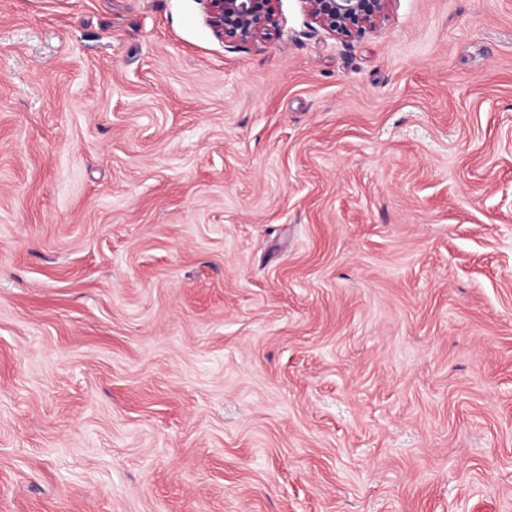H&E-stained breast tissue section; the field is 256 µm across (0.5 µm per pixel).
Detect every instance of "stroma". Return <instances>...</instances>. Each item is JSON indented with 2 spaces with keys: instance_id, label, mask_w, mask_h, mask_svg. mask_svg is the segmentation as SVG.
I'll return each mask as SVG.
<instances>
[{
  "instance_id": "obj_1",
  "label": "stroma",
  "mask_w": 512,
  "mask_h": 512,
  "mask_svg": "<svg viewBox=\"0 0 512 512\" xmlns=\"http://www.w3.org/2000/svg\"><path fill=\"white\" fill-rule=\"evenodd\" d=\"M0 0V512H512V0ZM214 31L232 44L268 41L279 34L280 0H202ZM390 0H302L310 19L342 37L359 36L387 19Z\"/></svg>"
}]
</instances>
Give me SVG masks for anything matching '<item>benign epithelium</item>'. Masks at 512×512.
I'll list each match as a JSON object with an SVG mask.
<instances>
[{
  "label": "benign epithelium",
  "instance_id": "7a95c632",
  "mask_svg": "<svg viewBox=\"0 0 512 512\" xmlns=\"http://www.w3.org/2000/svg\"><path fill=\"white\" fill-rule=\"evenodd\" d=\"M224 41H268L279 35L280 0H202ZM310 19L342 37L360 36L387 19L389 0H302Z\"/></svg>",
  "mask_w": 512,
  "mask_h": 512
}]
</instances>
